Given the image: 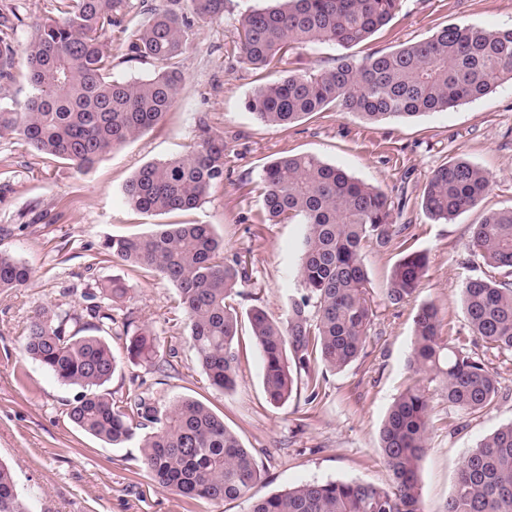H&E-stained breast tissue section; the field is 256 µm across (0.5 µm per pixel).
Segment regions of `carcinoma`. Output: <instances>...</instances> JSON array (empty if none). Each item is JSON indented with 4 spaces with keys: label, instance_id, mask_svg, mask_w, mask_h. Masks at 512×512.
Segmentation results:
<instances>
[{
    "label": "carcinoma",
    "instance_id": "obj_1",
    "mask_svg": "<svg viewBox=\"0 0 512 512\" xmlns=\"http://www.w3.org/2000/svg\"><path fill=\"white\" fill-rule=\"evenodd\" d=\"M60 17L35 23L27 50L32 87L25 111L0 107V135L14 134L33 150L78 171L158 125L175 104L183 82L179 58L190 25L172 9L153 10L133 30L124 26L131 0H56ZM192 13L216 20L224 0H189ZM400 0H277L238 20L239 62L253 69L288 64V54L317 43L348 49L388 24ZM128 33L127 51L149 60L147 79L112 77V49L102 35ZM16 24L0 13V81L14 77ZM512 80V29L448 25L431 37L361 60L348 54L316 72L290 70L249 96L248 111L261 123L288 128L303 117L336 108L364 119H405L476 100ZM224 184V133L202 120L195 143L183 154L141 167L125 184L128 205L143 214L198 208ZM263 208L274 224L307 225L298 270L301 295L274 319L260 307L247 314L252 340L264 360V390L274 405L292 394L316 401L322 380L314 365L342 371L364 353L374 318L363 249L389 247L408 229L395 223L384 192L315 155H288L260 175ZM491 176L459 159L432 172L421 197L423 212L448 222L475 207ZM469 250L486 266L484 276L460 288L463 318L473 339L443 337L438 309L419 307L409 367L441 383L448 406L471 414L493 405L497 375L467 345L512 356V207L492 211L471 226ZM101 254L144 268L172 283L190 341L209 384L235 387L241 316L236 298L249 280L247 261L224 255L210 224H163L144 235L104 240ZM427 272V257L409 252L393 266L385 291L393 304L407 301ZM31 268L0 252V289L27 284ZM101 301L90 320L59 307L38 306L27 324L24 350L58 381L84 393L67 415L82 431L119 447L139 438L142 461L154 483L189 500L243 499L248 512H422L419 470L429 448L432 407L425 390L406 388L392 403L380 430V454L391 484L306 482L263 498L249 449L205 404L180 397L159 407L144 392L116 401L105 389L118 360L106 337L127 336V358L151 362L158 345L151 330L129 313L115 315L126 294L120 279L97 285ZM0 512H27L13 473L0 462ZM446 512H512V422L484 437L461 465Z\"/></svg>",
    "mask_w": 512,
    "mask_h": 512
}]
</instances>
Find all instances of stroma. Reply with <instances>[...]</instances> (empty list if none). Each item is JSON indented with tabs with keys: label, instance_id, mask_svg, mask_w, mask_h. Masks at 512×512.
I'll list each match as a JSON object with an SVG mask.
<instances>
[{
	"label": "stroma",
	"instance_id": "stroma-1",
	"mask_svg": "<svg viewBox=\"0 0 512 512\" xmlns=\"http://www.w3.org/2000/svg\"><path fill=\"white\" fill-rule=\"evenodd\" d=\"M264 4L224 0L221 19H194L180 58L184 83L168 115L89 170L77 172L31 151L17 136H0V251L33 271L25 287L0 291V462L13 470L30 512L249 509L241 500L192 501L160 487L142 466L138 440L115 448L71 422L67 409L81 388L62 384L24 355V329L35 306L61 305L81 313L96 282L121 279L127 288L121 308L153 331L168 365L127 362L124 337H110L113 354L123 361L108 385L114 399L139 389L162 406L181 396L206 404L254 454L259 497L312 481L388 483L379 430L394 399L417 379L408 356L418 308L433 303L443 333L466 331L459 286L484 270L481 258L468 250L470 228L488 211L512 207V82L477 100L408 120L369 122L332 109L286 129L269 127L245 102L280 71L240 64L234 51L239 17ZM0 13L19 18L15 78L0 83V103L21 112L30 95L26 51L34 37L32 23L55 17L54 0H0ZM451 23L511 28L512 0H401L392 21L349 53L361 59L387 52ZM202 119L224 133L223 185L190 211L150 216L133 210L123 196L125 183L146 163L183 154ZM286 154L315 155L385 192L396 222L406 230L391 247L372 244L363 251L375 309L365 353L340 372L316 366L324 383L314 403L300 394L275 406L264 393L263 360L249 324L239 333L235 387L215 389L191 346L176 288L152 271L102 260L100 250L106 238L148 233L160 224L212 225L225 251L245 256L252 271L239 310L259 306L281 317L289 296L300 290L297 270L306 227L266 219L258 176L263 165ZM460 158L492 174L489 192L452 221L428 219L421 208L427 179ZM410 251L427 255V273L412 298L394 305L385 295L390 271ZM485 361L498 372L501 386L490 409L458 413L438 384L426 387L433 428L421 462L423 512H445L470 448L512 422V361L504 364L491 355Z\"/></svg>",
	"mask_w": 512,
	"mask_h": 512
}]
</instances>
